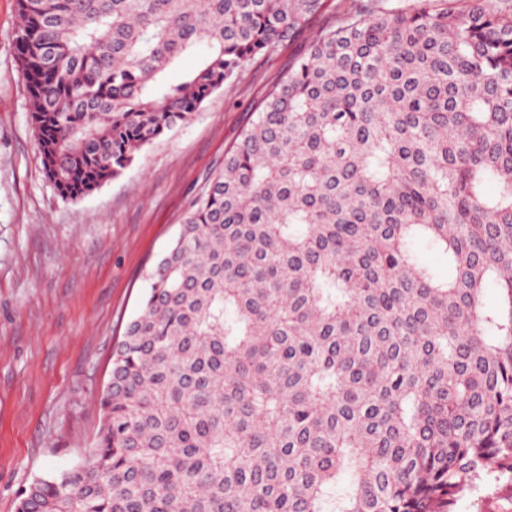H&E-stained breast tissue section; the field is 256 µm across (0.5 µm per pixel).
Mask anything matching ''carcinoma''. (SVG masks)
Segmentation results:
<instances>
[{"label": "carcinoma", "mask_w": 512, "mask_h": 512, "mask_svg": "<svg viewBox=\"0 0 512 512\" xmlns=\"http://www.w3.org/2000/svg\"><path fill=\"white\" fill-rule=\"evenodd\" d=\"M328 2L17 0L46 177L117 178ZM148 281L89 460L16 512H456L512 482V13L336 6Z\"/></svg>", "instance_id": "1"}]
</instances>
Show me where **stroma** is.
I'll return each mask as SVG.
<instances>
[{
	"label": "stroma",
	"instance_id": "1",
	"mask_svg": "<svg viewBox=\"0 0 512 512\" xmlns=\"http://www.w3.org/2000/svg\"><path fill=\"white\" fill-rule=\"evenodd\" d=\"M18 23L17 0H0V512H15L33 480L87 461L112 350L147 293L149 270L313 36L248 61L187 126L71 201L42 169ZM458 512H512V485L485 484Z\"/></svg>",
	"mask_w": 512,
	"mask_h": 512
}]
</instances>
